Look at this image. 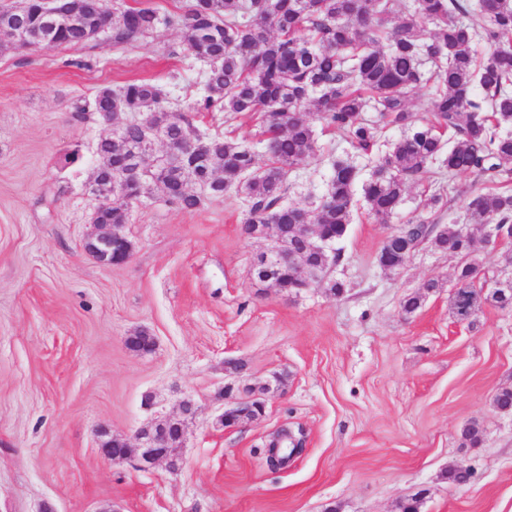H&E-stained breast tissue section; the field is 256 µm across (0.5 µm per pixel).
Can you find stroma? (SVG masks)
<instances>
[{
    "label": "stroma",
    "instance_id": "35a3bbf8",
    "mask_svg": "<svg viewBox=\"0 0 512 512\" xmlns=\"http://www.w3.org/2000/svg\"><path fill=\"white\" fill-rule=\"evenodd\" d=\"M205 71L164 25L124 50L103 35L83 48L0 52V512H401L414 495L421 512H512V412L493 407L512 387V311L458 323L448 253L418 249L395 272L378 263L400 224L429 217L428 185L386 224L356 197L327 271L343 285L336 297L255 280L264 243L242 234L236 192L185 211L151 188L122 228L126 262L105 266L87 251L96 148L112 128L75 120V103L146 80L183 112ZM195 125L261 139L250 113L202 112ZM314 128L316 153L288 177L298 206L323 195L332 161L371 172V155ZM431 279L439 289L423 292ZM417 292L420 309L405 315ZM139 330L152 352L128 347ZM249 386L267 388L264 414L224 428L225 395L244 399ZM185 399L195 413L179 469L99 455L102 434L134 439ZM471 423L482 430L474 447L462 439ZM283 428L303 447L273 469L265 449ZM459 465L473 472L463 487L447 478Z\"/></svg>",
    "mask_w": 512,
    "mask_h": 512
}]
</instances>
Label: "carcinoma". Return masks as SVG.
I'll return each instance as SVG.
<instances>
[{
    "label": "carcinoma",
    "instance_id": "cac0c4a2",
    "mask_svg": "<svg viewBox=\"0 0 512 512\" xmlns=\"http://www.w3.org/2000/svg\"><path fill=\"white\" fill-rule=\"evenodd\" d=\"M86 22L83 28L59 27L53 46L85 47L88 29L108 25L112 45L125 49L159 23L182 31L192 55L206 61L207 94L192 110L259 113L269 134L270 156L260 165L251 147L228 138L200 133L187 112L165 106L159 88L148 81L129 82L119 90L99 89L92 110L156 114L157 133L168 141L203 144L188 159L194 165L200 190L190 191L177 170L161 162L138 169L148 155L150 140L134 121L114 125L112 136L101 139L102 163L93 180L95 193L112 185L117 191L142 196L160 186L167 201L183 210L198 209L205 199L234 189L245 194L243 231L250 238L282 237L306 263L318 259L304 251L294 224H319L325 234L342 239L352 220L354 189L359 170L352 163H332V174L320 203L312 210L286 203L288 173L315 153L317 137L304 111L340 131L365 152L377 144L389 125L404 129L388 151L372 159L362 186L367 215L387 224L405 200L409 188L424 181L435 186L429 198L432 216L400 226L384 242L380 256L393 270L405 261V245L431 246L461 259L455 288L474 300V310L460 318L469 325L490 305L503 298L493 288L475 284L471 232L443 219L452 198L445 178L472 173L490 182H508L512 175V0H185L165 18L152 7L128 8L115 15L111 0H70ZM479 9L486 25L477 31L460 20ZM489 45L479 59L470 50L476 39ZM431 88L430 119L425 123L410 110L415 95ZM375 120L363 118L367 108ZM468 221L484 226H512V190L490 189L468 203ZM96 224L129 223V203L112 198V206L97 207ZM128 346L148 353L153 337L141 331Z\"/></svg>",
    "mask_w": 512,
    "mask_h": 512
}]
</instances>
